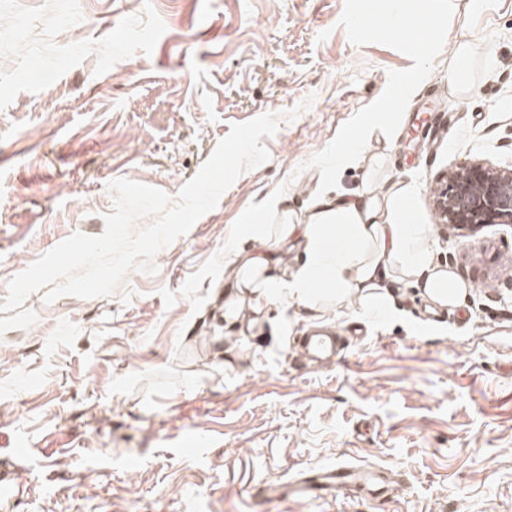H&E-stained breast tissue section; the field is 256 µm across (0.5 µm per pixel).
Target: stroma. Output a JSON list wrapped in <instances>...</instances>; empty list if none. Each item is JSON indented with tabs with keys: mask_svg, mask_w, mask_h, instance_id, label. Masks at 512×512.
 Here are the masks:
<instances>
[{
	"mask_svg": "<svg viewBox=\"0 0 512 512\" xmlns=\"http://www.w3.org/2000/svg\"><path fill=\"white\" fill-rule=\"evenodd\" d=\"M452 2L397 132H373L336 193L406 190L435 264L467 297L435 306L392 271L388 312L337 311L343 348L319 365L298 351L305 310L270 306L241 336L214 301L223 279L203 280L197 312L179 290L277 187L306 217L320 173L303 162L411 59L353 46L345 0H0V301L63 239L103 233L111 181L176 196L231 124L300 110L262 138L269 160L156 255L157 274L0 312V432L31 451L18 465L0 446L13 488L0 512H512V225L467 237L433 201L451 164L512 166V0ZM467 42L462 94L450 74ZM339 465L398 473L399 490L276 495Z\"/></svg>",
	"mask_w": 512,
	"mask_h": 512,
	"instance_id": "35a3bbf8",
	"label": "stroma"
}]
</instances>
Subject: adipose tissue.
Listing matches in <instances>:
<instances>
[{
	"label": "adipose tissue",
	"mask_w": 512,
	"mask_h": 512,
	"mask_svg": "<svg viewBox=\"0 0 512 512\" xmlns=\"http://www.w3.org/2000/svg\"><path fill=\"white\" fill-rule=\"evenodd\" d=\"M394 204L373 198L325 196L304 224H280L273 233L256 228L248 247L224 253V321L251 328L269 305L303 308L321 316L329 308L363 306L366 315L388 308L384 283L393 266L405 267L425 295L445 305L464 290L434 266L430 227L404 219Z\"/></svg>",
	"instance_id": "adipose-tissue-1"
}]
</instances>
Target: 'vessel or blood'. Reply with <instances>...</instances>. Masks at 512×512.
<instances>
[{
  "label": "vessel or blood",
  "mask_w": 512,
  "mask_h": 512,
  "mask_svg": "<svg viewBox=\"0 0 512 512\" xmlns=\"http://www.w3.org/2000/svg\"><path fill=\"white\" fill-rule=\"evenodd\" d=\"M300 346L307 358L317 362H330L338 355V339L334 336L312 334L301 337ZM361 488L369 494H394L397 483L385 472L354 470L349 468L328 469L318 472L315 478L289 486L288 494L305 500L319 495L331 496Z\"/></svg>",
  "instance_id": "vessel-or-blood-1"
}]
</instances>
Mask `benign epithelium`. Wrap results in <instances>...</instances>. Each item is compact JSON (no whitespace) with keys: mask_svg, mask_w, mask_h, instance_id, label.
I'll return each mask as SVG.
<instances>
[{"mask_svg":"<svg viewBox=\"0 0 512 512\" xmlns=\"http://www.w3.org/2000/svg\"><path fill=\"white\" fill-rule=\"evenodd\" d=\"M435 208L440 223L470 232L491 224H512V168L464 161L437 181Z\"/></svg>","mask_w":512,"mask_h":512,"instance_id":"7a95c632","label":"benign epithelium"}]
</instances>
